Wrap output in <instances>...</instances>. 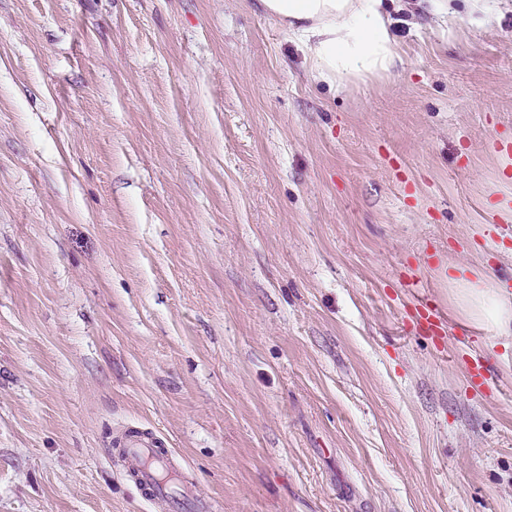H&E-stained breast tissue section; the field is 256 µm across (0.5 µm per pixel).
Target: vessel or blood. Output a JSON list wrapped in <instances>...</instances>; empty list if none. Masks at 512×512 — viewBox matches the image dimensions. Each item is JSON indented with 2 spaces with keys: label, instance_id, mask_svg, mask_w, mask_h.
<instances>
[{
  "label": "vessel or blood",
  "instance_id": "vessel-or-blood-1",
  "mask_svg": "<svg viewBox=\"0 0 512 512\" xmlns=\"http://www.w3.org/2000/svg\"><path fill=\"white\" fill-rule=\"evenodd\" d=\"M417 314L427 335H442L444 319L435 308L424 304L418 308ZM115 446L127 468L135 472L140 485L152 497L169 502L173 512H211L210 501L195 488L186 486L173 490L169 478L171 460L159 449L152 433L124 434L116 440Z\"/></svg>",
  "mask_w": 512,
  "mask_h": 512
}]
</instances>
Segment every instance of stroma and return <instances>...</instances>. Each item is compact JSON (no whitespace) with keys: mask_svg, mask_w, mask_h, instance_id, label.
I'll use <instances>...</instances> for the list:
<instances>
[{"mask_svg":"<svg viewBox=\"0 0 512 512\" xmlns=\"http://www.w3.org/2000/svg\"><path fill=\"white\" fill-rule=\"evenodd\" d=\"M384 5L333 90L254 0H0V512H169L129 427L213 512H512V0ZM449 269L460 273L459 277L448 273V289L459 318L475 327L490 328L500 336H512V295L508 290L482 271L452 264ZM465 272L471 276H465ZM419 321L424 328V332L429 336H440L443 333L444 318L438 311L428 304L420 305L416 309ZM114 446L129 470H133L141 486L150 495L168 501L174 512H211L212 505L194 487L183 486L180 491L171 487L172 471L167 454L159 450L157 440L150 432L127 433L119 437Z\"/></svg>","mask_w":512,"mask_h":512,"instance_id":"35a3bbf8","label":"stroma"}]
</instances>
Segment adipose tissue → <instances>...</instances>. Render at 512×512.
I'll return each mask as SVG.
<instances>
[{
    "label": "adipose tissue",
    "instance_id": "1",
    "mask_svg": "<svg viewBox=\"0 0 512 512\" xmlns=\"http://www.w3.org/2000/svg\"><path fill=\"white\" fill-rule=\"evenodd\" d=\"M305 48L314 82L340 88L390 73L398 59L383 0H256ZM457 314L475 327L512 336V293L486 273L449 277Z\"/></svg>",
    "mask_w": 512,
    "mask_h": 512
}]
</instances>
